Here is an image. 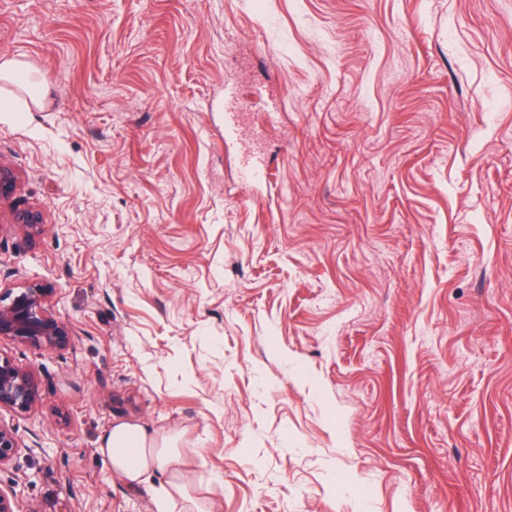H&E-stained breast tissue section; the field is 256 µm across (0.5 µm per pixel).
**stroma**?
Here are the masks:
<instances>
[{
	"label": "stroma",
	"mask_w": 512,
	"mask_h": 512,
	"mask_svg": "<svg viewBox=\"0 0 512 512\" xmlns=\"http://www.w3.org/2000/svg\"><path fill=\"white\" fill-rule=\"evenodd\" d=\"M2 59L0 281L75 332L0 342L15 512H158L119 423L212 512H512V0H0ZM0 81L19 84L33 102H38L43 97L44 81L38 79L34 71L22 61L8 59L0 62ZM240 178L248 184L269 183L272 179L269 162L260 156H247L239 171ZM14 228L26 244L32 245L45 232L46 226L37 211L26 210L17 214ZM41 399V380L29 367L0 352V410L26 413ZM99 451L130 488L150 480L156 472L167 474V485L158 501L161 511L174 512L178 500L192 503L183 466L185 456L194 449L177 448L170 439H158L143 426L121 423L102 436Z\"/></svg>",
	"instance_id": "stroma-1"
}]
</instances>
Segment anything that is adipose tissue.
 <instances>
[{"label":"adipose tissue","instance_id":"ef3b65f1","mask_svg":"<svg viewBox=\"0 0 512 512\" xmlns=\"http://www.w3.org/2000/svg\"><path fill=\"white\" fill-rule=\"evenodd\" d=\"M100 452L113 471L132 488L150 480L158 472L167 474L158 506L161 512H174L178 503H186L185 512H202L193 505L184 481L186 449L173 446L170 439L157 437L140 425L121 423L101 438Z\"/></svg>","mask_w":512,"mask_h":512}]
</instances>
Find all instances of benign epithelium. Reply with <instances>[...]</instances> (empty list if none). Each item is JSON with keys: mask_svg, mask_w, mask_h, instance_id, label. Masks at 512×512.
<instances>
[{"mask_svg": "<svg viewBox=\"0 0 512 512\" xmlns=\"http://www.w3.org/2000/svg\"><path fill=\"white\" fill-rule=\"evenodd\" d=\"M17 183L15 172L0 165V200L10 197ZM16 233L33 244L46 229L33 210L16 216ZM55 288L49 283L31 282L22 286L0 285V340L6 339L36 350L59 352L69 348L71 326L52 310ZM41 399V380L29 367L0 352V410L26 413ZM20 441L16 432L0 426V467L11 463Z\"/></svg>", "mask_w": 512, "mask_h": 512, "instance_id": "1", "label": "benign epithelium"}]
</instances>
